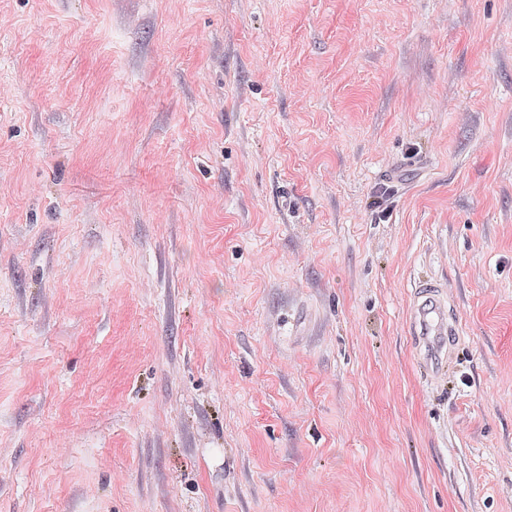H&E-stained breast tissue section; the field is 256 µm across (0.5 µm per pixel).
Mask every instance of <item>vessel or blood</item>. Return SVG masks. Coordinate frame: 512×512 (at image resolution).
I'll return each instance as SVG.
<instances>
[{"mask_svg": "<svg viewBox=\"0 0 512 512\" xmlns=\"http://www.w3.org/2000/svg\"><path fill=\"white\" fill-rule=\"evenodd\" d=\"M449 293L440 281L419 282L410 324L415 336L418 367L427 380L440 382L453 369L458 325L448 313Z\"/></svg>", "mask_w": 512, "mask_h": 512, "instance_id": "1", "label": "vessel or blood"}]
</instances>
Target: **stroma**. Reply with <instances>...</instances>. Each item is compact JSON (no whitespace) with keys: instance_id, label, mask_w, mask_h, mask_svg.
Instances as JSON below:
<instances>
[{"instance_id":"35a3bbf8","label":"stroma","mask_w":512,"mask_h":512,"mask_svg":"<svg viewBox=\"0 0 512 512\" xmlns=\"http://www.w3.org/2000/svg\"><path fill=\"white\" fill-rule=\"evenodd\" d=\"M0 512H512V0H0ZM410 324L415 336L420 372L429 381H444L453 370L458 325L448 314L449 293L438 280L415 287Z\"/></svg>"}]
</instances>
